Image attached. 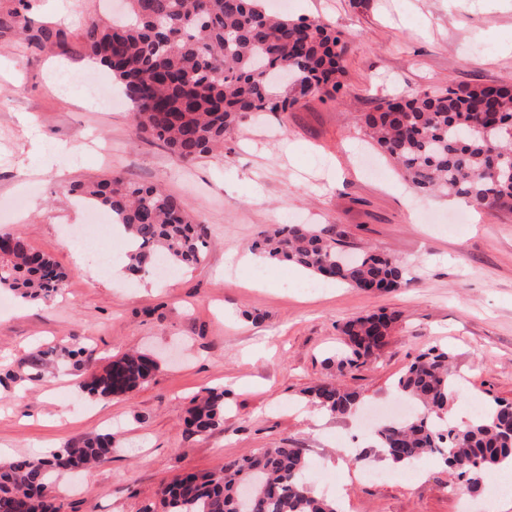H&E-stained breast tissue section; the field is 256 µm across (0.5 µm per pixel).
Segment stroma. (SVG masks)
Wrapping results in <instances>:
<instances>
[{
    "instance_id": "35a3bbf8",
    "label": "stroma",
    "mask_w": 512,
    "mask_h": 512,
    "mask_svg": "<svg viewBox=\"0 0 512 512\" xmlns=\"http://www.w3.org/2000/svg\"><path fill=\"white\" fill-rule=\"evenodd\" d=\"M34 25L62 29L38 46L0 26V230L21 232L67 273L49 303L12 298L0 315V369L72 338L95 351L94 367L131 350L160 353L132 394L95 399L73 387L82 371L64 359L51 377L0 385V465L111 434V455L66 474L62 512H143L186 473L287 443L304 449L315 486L344 512H462L459 482L434 456L392 469L362 431L371 412L400 407L394 383L419 354L448 348L462 381L454 405L512 402V212L471 209L443 193L416 195L374 150L355 115L384 96L512 84V6L485 0H267L274 10L332 24L348 45L344 87L288 111L244 119L223 150L195 164L161 141L137 136L124 97L100 107L85 81L108 87L89 63L85 23L107 19L105 0H28ZM65 177H56L57 168ZM119 174L157 185L211 228L204 263L173 278L128 276L112 236L77 250L68 232L91 224L70 184ZM316 224L349 247H370L406 267L407 287L368 293L346 285L307 290L309 277L255 256L258 230ZM394 317L376 358L338 369L345 322ZM336 381L363 409L334 416L306 392ZM224 391V426L197 436L183 419L205 389ZM388 472L371 483L366 472Z\"/></svg>"
}]
</instances>
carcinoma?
<instances>
[{
  "label": "carcinoma",
  "instance_id": "carcinoma-1",
  "mask_svg": "<svg viewBox=\"0 0 512 512\" xmlns=\"http://www.w3.org/2000/svg\"><path fill=\"white\" fill-rule=\"evenodd\" d=\"M128 12L83 28L90 57L111 71L133 107L139 132L163 142L184 162L207 157L254 112H285L308 97L331 96L347 73V46L329 23L275 15L261 0H127ZM25 39L53 43L60 32L33 28L14 12ZM380 151L398 164L419 193L442 190L476 208L512 211V86L422 91L394 96L359 117ZM70 192L88 206L111 213L131 240L127 270L148 274L160 262L200 265L210 237L179 198L119 175L76 183ZM262 259L296 266L313 278L366 291H394L408 284L396 258L373 252L347 257L341 240L306 224H280L253 244ZM66 278L48 255L20 233H0V290L46 302ZM394 317L369 314L344 324L338 367H357L385 343ZM77 345L48 348L19 360L28 379L48 373L63 357L83 358ZM446 348L420 354L395 382L417 412L378 424L374 448L397 468L429 455L450 475L480 493L498 470L512 467V403L492 399L464 425L448 419L456 377ZM158 368L149 354L109 361L78 383L93 398L126 396ZM311 402L336 416L355 413L360 395L335 382L308 390ZM196 435L224 425V391L210 389L188 411ZM112 435L82 438L45 454L0 467V512H61L57 478L112 454ZM310 462L294 446L261 448L224 461L219 472L188 473L165 484L159 506L144 512H340L334 499L308 481Z\"/></svg>",
  "mask_w": 512,
  "mask_h": 512
}]
</instances>
